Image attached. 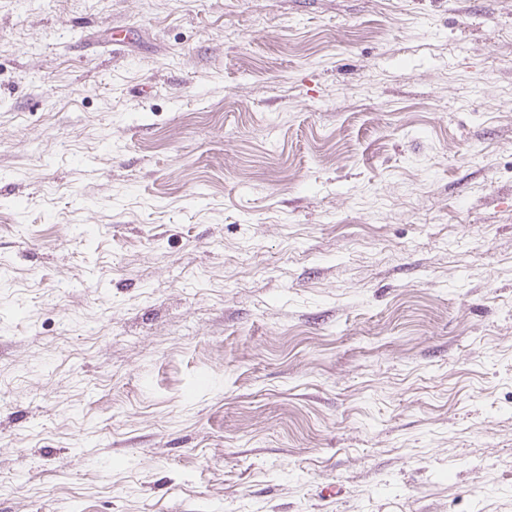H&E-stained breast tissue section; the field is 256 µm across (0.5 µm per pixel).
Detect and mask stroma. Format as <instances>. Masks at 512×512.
Here are the masks:
<instances>
[{
  "instance_id": "obj_1",
  "label": "stroma",
  "mask_w": 512,
  "mask_h": 512,
  "mask_svg": "<svg viewBox=\"0 0 512 512\" xmlns=\"http://www.w3.org/2000/svg\"><path fill=\"white\" fill-rule=\"evenodd\" d=\"M0 512H512V0H0Z\"/></svg>"
}]
</instances>
